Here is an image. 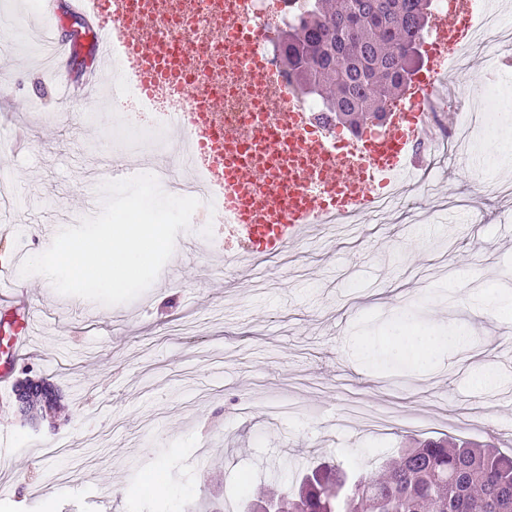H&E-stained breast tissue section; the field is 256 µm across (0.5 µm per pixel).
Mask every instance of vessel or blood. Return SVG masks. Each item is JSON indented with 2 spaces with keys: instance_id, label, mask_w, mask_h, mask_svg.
<instances>
[{
  "instance_id": "vessel-or-blood-1",
  "label": "vessel or blood",
  "mask_w": 512,
  "mask_h": 512,
  "mask_svg": "<svg viewBox=\"0 0 512 512\" xmlns=\"http://www.w3.org/2000/svg\"><path fill=\"white\" fill-rule=\"evenodd\" d=\"M135 4L136 0H51L48 14L55 22H62L68 14L80 20V28L72 36L55 40L57 72L63 78V100L87 99L98 90L104 78L101 35L106 31L110 32L113 43L121 47L123 55L137 61L132 78L143 94L169 89L175 70L191 67L194 48L189 38H182V54L174 64L137 38L131 20ZM213 24L229 35L235 52H243L253 41L251 32L236 26L231 12L217 13ZM86 37L91 40L89 58L81 76L76 78L70 71V63ZM467 37V28L448 19L436 27L434 42L440 47L457 48ZM436 73V64L427 65L422 74L407 84L401 107L395 111L389 126L381 132L370 130L364 134L361 152L365 165L357 172L337 166L331 144L309 126L300 112H279L254 124L246 147L234 129H225L220 136L213 134L207 120L219 103L208 87L197 86L191 110L180 113L173 130L178 133L183 128H193L202 170L209 184L223 191L225 209L236 216L229 232L238 240L240 248L225 251V265L284 250L293 240L305 235L319 217L336 214L359 217L370 212L376 187L421 164L415 144L428 134L425 116L436 92ZM310 154L320 157L314 174L320 184L319 194L295 193L278 203L271 195L253 192L256 182L276 185L285 179L284 170L262 166L258 156L280 155L296 165ZM31 322L32 303L28 296L0 295L1 386L11 385L16 370L25 360Z\"/></svg>"
}]
</instances>
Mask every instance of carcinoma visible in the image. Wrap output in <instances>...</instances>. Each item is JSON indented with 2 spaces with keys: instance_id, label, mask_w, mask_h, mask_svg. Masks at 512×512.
Masks as SVG:
<instances>
[{
  "instance_id": "1",
  "label": "carcinoma",
  "mask_w": 512,
  "mask_h": 512,
  "mask_svg": "<svg viewBox=\"0 0 512 512\" xmlns=\"http://www.w3.org/2000/svg\"><path fill=\"white\" fill-rule=\"evenodd\" d=\"M433 0H303L278 30L280 67L336 122L356 129L388 108L420 65ZM512 512V454L426 441L380 468L321 462L289 494L261 487L249 512Z\"/></svg>"
}]
</instances>
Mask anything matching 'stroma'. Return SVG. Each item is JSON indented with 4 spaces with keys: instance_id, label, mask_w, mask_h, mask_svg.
Wrapping results in <instances>:
<instances>
[{
    "instance_id": "35a3bbf8",
    "label": "stroma",
    "mask_w": 512,
    "mask_h": 512,
    "mask_svg": "<svg viewBox=\"0 0 512 512\" xmlns=\"http://www.w3.org/2000/svg\"><path fill=\"white\" fill-rule=\"evenodd\" d=\"M112 66L96 100L58 106L25 41L0 46V212L4 290L35 303L32 354L17 370L54 384L67 421L32 427L0 414V512H246L282 465L337 460L374 469L396 449L466 440L512 452V125L428 152L429 188L339 233L228 268L220 224L177 235L154 284L117 306L58 294L19 273V250L101 209L91 176L127 135ZM111 127V137L101 135ZM438 348L401 360L409 336ZM395 417L385 431L345 414ZM162 476L166 488L151 487Z\"/></svg>"
}]
</instances>
